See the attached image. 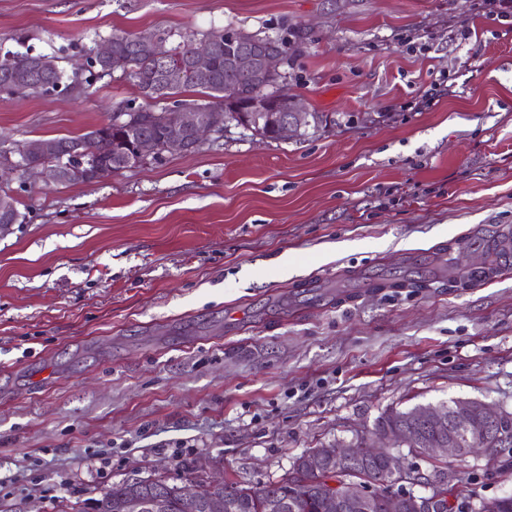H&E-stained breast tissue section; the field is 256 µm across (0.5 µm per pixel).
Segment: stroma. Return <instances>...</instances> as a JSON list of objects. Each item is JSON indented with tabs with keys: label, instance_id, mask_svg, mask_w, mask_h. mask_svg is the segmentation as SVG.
<instances>
[{
	"label": "stroma",
	"instance_id": "obj_1",
	"mask_svg": "<svg viewBox=\"0 0 512 512\" xmlns=\"http://www.w3.org/2000/svg\"><path fill=\"white\" fill-rule=\"evenodd\" d=\"M230 24L304 31L284 89L336 124L232 126L98 183L8 184L0 512H75L149 477L266 484L307 449L372 443L392 408L512 412V265L460 289L440 259L512 236L511 24L468 0H0V54L69 72L115 33ZM140 98L119 71L79 96L0 93V151ZM416 464L477 500L512 493L481 453Z\"/></svg>",
	"mask_w": 512,
	"mask_h": 512
}]
</instances>
